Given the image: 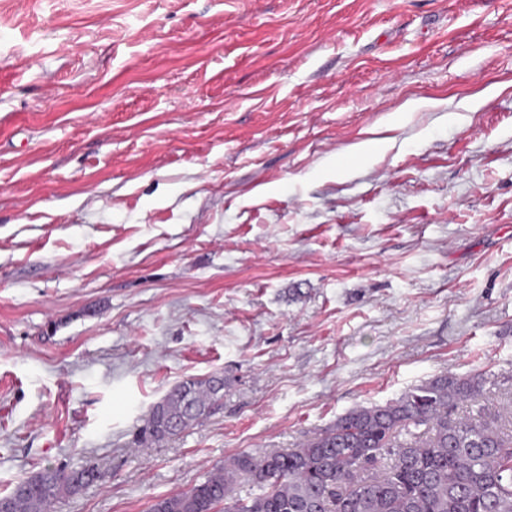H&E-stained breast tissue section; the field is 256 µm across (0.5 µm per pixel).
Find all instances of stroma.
I'll return each mask as SVG.
<instances>
[{"label": "stroma", "instance_id": "obj_1", "mask_svg": "<svg viewBox=\"0 0 512 512\" xmlns=\"http://www.w3.org/2000/svg\"><path fill=\"white\" fill-rule=\"evenodd\" d=\"M443 374L512 430V0H0V494L149 512ZM223 376L190 378L173 387L149 413L142 440L159 443L207 417L223 397ZM100 478L95 467L69 471L44 468L19 478L7 494L0 495V512H50L51 505L61 496L75 493Z\"/></svg>", "mask_w": 512, "mask_h": 512}]
</instances>
